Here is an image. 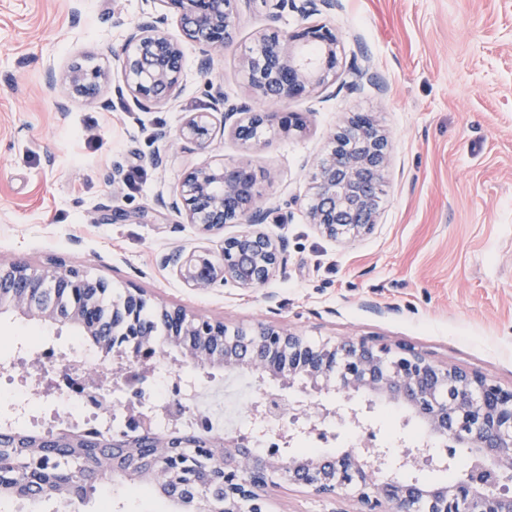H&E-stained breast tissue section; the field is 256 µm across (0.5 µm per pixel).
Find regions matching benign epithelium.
Returning a JSON list of instances; mask_svg holds the SVG:
<instances>
[{"instance_id":"7a95c632","label":"benign epithelium","mask_w":512,"mask_h":512,"mask_svg":"<svg viewBox=\"0 0 512 512\" xmlns=\"http://www.w3.org/2000/svg\"><path fill=\"white\" fill-rule=\"evenodd\" d=\"M171 9L182 39L200 49V68L208 70L213 58L224 54L236 33L234 0H161ZM335 0H275L274 9H292L308 18L332 9ZM168 14L145 12L126 41L119 57L124 89L134 106L149 112L173 98L183 72L181 39L168 34ZM248 84L261 101L278 103L326 89L336 83L342 68L336 34L324 24H307L294 31L274 28L255 41L242 61ZM105 75L98 70L72 66L66 81L74 97L92 103L101 100ZM221 126H230L234 137L247 148L267 144L273 129L302 131L301 112L255 111L250 104L228 103L216 92L213 111L192 112L176 140L183 149L205 150L214 135V114ZM389 138L368 113L358 112L339 126L330 151L317 161L313 192L305 202L309 223L330 239L352 240L372 231L377 224L383 194ZM156 205L185 217L204 235L224 231L226 224L246 229L223 239L219 255L208 251L184 253L175 249L161 259L183 282L199 291L231 282L239 288L265 285L288 261V242L272 238L261 225L277 209L259 204L256 178L240 164L212 159L182 178L177 194ZM110 288L102 278L51 264L41 270L26 264L0 262V313L18 315L50 324L79 326L87 336H110L103 351L121 352L126 358L112 367V386L124 391L132 406L128 431L112 434V447L132 448L138 435L148 433L154 408L143 397L147 379L142 363L161 348L182 352L202 368L226 371L250 370L278 382L283 389L298 388L286 396L259 389L254 410L255 434L271 421L291 419L288 440L305 433L322 416L353 422L360 432L374 436L360 418L362 409L350 404L367 397L366 409L377 402L402 405L425 426L422 442L413 448H387L379 443L368 450L351 447L336 457L300 458L287 451L264 457L253 453L251 438L241 435H209L204 444L209 467L224 472V512H268L271 492L283 483L304 486L316 496L334 500L350 496L358 512H512V493L499 484L512 474V388L505 389L479 375L448 369L427 359L408 345L392 347L378 339L362 337L310 343L302 335L263 323L249 330L227 331L222 321L189 317L180 307H159L170 323L167 338L155 337L154 323L137 317L149 303L140 288L125 292L122 304L112 308V324L92 316ZM47 289L71 290L80 302L64 311L41 304ZM85 398L102 404L100 374H83ZM444 441V449L433 440ZM465 448L478 464L444 485L412 480L386 479V470L421 471L423 466L448 468L456 449ZM171 464L160 457L153 478L168 491L163 496L176 512H212L202 491L188 499L172 490Z\"/></svg>"}]
</instances>
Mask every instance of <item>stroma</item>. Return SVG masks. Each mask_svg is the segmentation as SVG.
Wrapping results in <instances>:
<instances>
[{"label": "stroma", "instance_id": "1", "mask_svg": "<svg viewBox=\"0 0 512 512\" xmlns=\"http://www.w3.org/2000/svg\"><path fill=\"white\" fill-rule=\"evenodd\" d=\"M145 0H0V261L34 268L57 263L112 285L121 296L143 288L154 304L229 327L270 322L312 341L376 336L406 343L442 366L512 387V0H336L318 20L331 28L344 61L363 75L356 89L332 85L281 103L303 113L304 131H272L247 149L216 135L210 154L162 149L189 113L209 111L215 91L250 99L240 60L257 36L299 28L297 13L274 16L263 0H238L233 43L210 70L184 42L179 95L133 120L119 94L117 62ZM80 63L107 75L100 109L69 100L65 74ZM369 112L388 134L389 165L381 217L351 242L309 224L302 202L332 133L352 113ZM164 150L163 165L152 157ZM247 164L265 205L287 220L264 230L288 241V262L266 285L187 288L160 256L174 248L218 249L175 213L160 209L182 176L206 157ZM125 182L112 190V167ZM378 437L423 434L403 408L379 403ZM282 485L269 512H354Z\"/></svg>", "mask_w": 512, "mask_h": 512}]
</instances>
